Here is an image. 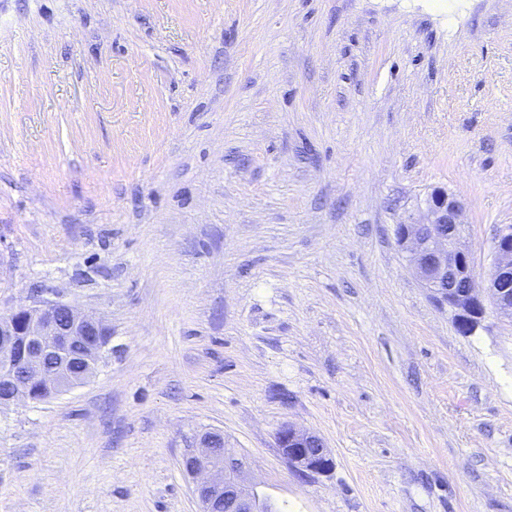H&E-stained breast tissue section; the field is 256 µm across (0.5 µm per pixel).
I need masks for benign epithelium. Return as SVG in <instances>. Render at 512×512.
<instances>
[{
	"label": "benign epithelium",
	"mask_w": 512,
	"mask_h": 512,
	"mask_svg": "<svg viewBox=\"0 0 512 512\" xmlns=\"http://www.w3.org/2000/svg\"><path fill=\"white\" fill-rule=\"evenodd\" d=\"M464 205L439 188L426 200L423 219L395 225L397 244L407 254L414 276L454 314L463 333L476 330L485 318V298L494 312L512 322V225L500 226L493 237L494 262L478 280L465 245ZM110 332L104 320L63 301L32 299L8 314H0V352L9 355L16 337H25L20 361L0 373L11 395L9 405L27 400L28 385L43 380L65 389L90 377ZM283 457L296 471L323 473L333 464L323 441L292 425L277 433ZM182 465L194 479L201 512H272L271 500L258 492L246 458L226 448L224 435H200L186 449Z\"/></svg>",
	"instance_id": "7a95c632"
}]
</instances>
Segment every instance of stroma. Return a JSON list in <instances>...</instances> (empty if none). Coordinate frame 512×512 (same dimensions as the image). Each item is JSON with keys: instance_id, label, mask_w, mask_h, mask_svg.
<instances>
[{"instance_id": "1", "label": "stroma", "mask_w": 512, "mask_h": 512, "mask_svg": "<svg viewBox=\"0 0 512 512\" xmlns=\"http://www.w3.org/2000/svg\"><path fill=\"white\" fill-rule=\"evenodd\" d=\"M438 187L486 273L512 0H0V313L112 331L0 406V512H200L214 430L278 512H512V323L458 331L394 235ZM277 445L288 464L304 475L323 473L332 467L323 441L307 430L285 425L277 433Z\"/></svg>"}]
</instances>
